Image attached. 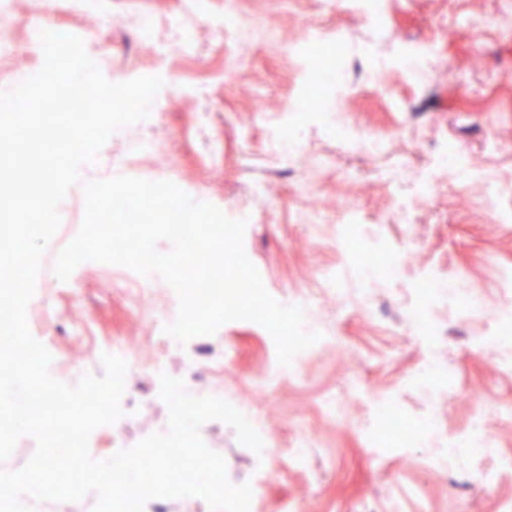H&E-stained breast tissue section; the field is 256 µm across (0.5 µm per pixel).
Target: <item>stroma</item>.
<instances>
[{
  "label": "stroma",
  "instance_id": "1",
  "mask_svg": "<svg viewBox=\"0 0 512 512\" xmlns=\"http://www.w3.org/2000/svg\"><path fill=\"white\" fill-rule=\"evenodd\" d=\"M13 9L18 53L0 62V92L43 64L28 37L45 0ZM228 10L249 34L224 32ZM503 14L512 0H386L377 26L359 0H59L55 26L83 38L107 80H163L148 118L81 166L59 205L62 223L83 209L84 182L119 175L172 181L230 217L253 207L248 258L270 295L302 306L305 330L322 334L289 373L251 321L183 345L163 338L149 312L177 311L179 301L159 275L139 293L117 265L82 262L64 287L44 275L33 336L61 368L99 377L112 346L130 357L127 418L98 431L92 458L167 432L164 373L200 397L229 393L260 418L259 453L224 422L200 429L233 484L259 482V512H512V345L493 341L490 318L456 314L444 296L430 310L435 335L409 318L411 285L427 274L459 279L489 310L512 308V29L489 23ZM143 16L152 36L137 26ZM269 29L277 42L266 41ZM187 30L196 48L183 53ZM339 35L342 60L309 63L313 39ZM335 65L345 83L320 87ZM327 113L383 137L385 152L336 140ZM292 130L303 146L296 160ZM140 137L154 141L152 154L131 155ZM449 149L463 176L439 167ZM406 205L410 224L398 218ZM347 206L399 263L397 279L361 275L339 233ZM377 399L391 400L406 428L430 422L429 432L378 440ZM477 421L490 437L484 456L438 466L449 437Z\"/></svg>",
  "mask_w": 512,
  "mask_h": 512
}]
</instances>
